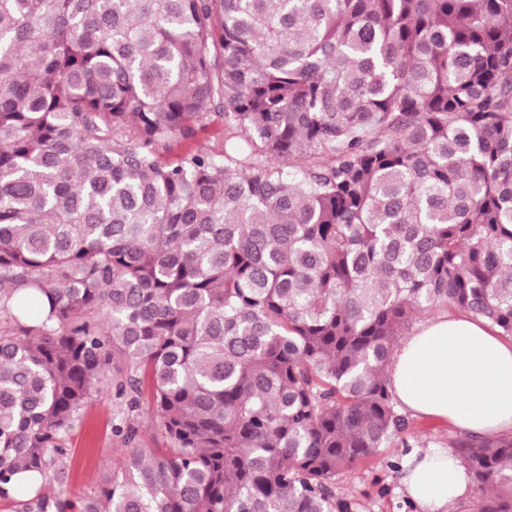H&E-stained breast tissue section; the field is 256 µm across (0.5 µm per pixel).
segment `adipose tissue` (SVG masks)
Segmentation results:
<instances>
[{"label": "adipose tissue", "instance_id": "1", "mask_svg": "<svg viewBox=\"0 0 512 512\" xmlns=\"http://www.w3.org/2000/svg\"><path fill=\"white\" fill-rule=\"evenodd\" d=\"M390 390L401 410L485 440L512 433V341L450 310L420 321L394 353ZM404 492L416 512H454L471 493L464 465L442 445L405 459Z\"/></svg>", "mask_w": 512, "mask_h": 512}]
</instances>
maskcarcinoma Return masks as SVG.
Wrapping results in <instances>:
<instances>
[{"mask_svg":"<svg viewBox=\"0 0 512 512\" xmlns=\"http://www.w3.org/2000/svg\"><path fill=\"white\" fill-rule=\"evenodd\" d=\"M448 306L512 338V0H0V501L357 512ZM112 389L170 447L123 417L100 492L47 493ZM448 447L512 512V435ZM224 141V125L219 122L210 123L198 130L195 139L191 142H182L175 144L174 150L169 154L171 160L175 159V155L182 150L192 147L210 148L222 144ZM130 416H133L140 428L139 446H141V448L169 447L170 440L159 426L147 395L144 396L141 407L136 412L130 413Z\"/></svg>","mask_w":512,"mask_h":512,"instance_id":"carcinoma-1","label":"carcinoma"}]
</instances>
